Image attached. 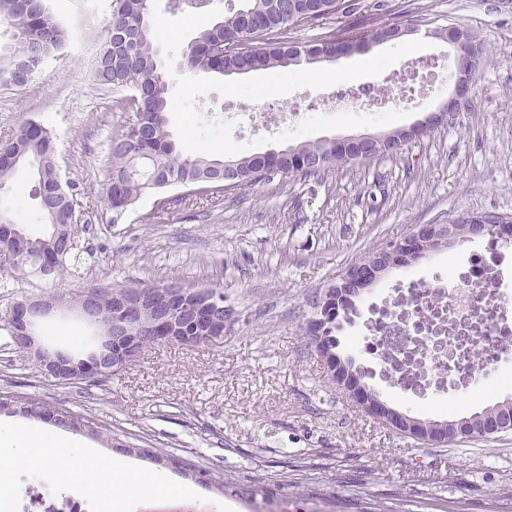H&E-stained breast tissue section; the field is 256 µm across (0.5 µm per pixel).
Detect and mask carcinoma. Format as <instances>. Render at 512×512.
Returning <instances> with one entry per match:
<instances>
[{
	"label": "carcinoma",
	"instance_id": "cac0c4a2",
	"mask_svg": "<svg viewBox=\"0 0 512 512\" xmlns=\"http://www.w3.org/2000/svg\"><path fill=\"white\" fill-rule=\"evenodd\" d=\"M245 8L225 17L220 23L198 33L183 52L184 69L190 73L222 74L226 71L278 70L306 66L309 61L298 55V47H317L337 43L347 54L361 53L368 42L378 43L388 32L398 28L395 22L374 30L369 40L333 36L301 44L288 37L296 27L311 25L339 13L354 11L348 0H245ZM149 10L148 0H113L112 24L106 25L107 37L92 64L94 80L103 86L128 91L114 100L119 112H131L133 118L112 138V164L104 187L107 205L120 211L142 194L161 191L170 186L188 188L192 193L208 196L224 193V181L210 180L203 172L222 163L206 155L185 157L176 150L168 131L169 86L161 70L151 33L134 37L127 52L116 57L117 44L112 29L121 28L135 34ZM0 24L13 31L10 46L12 61L25 64L29 78L67 42L65 26L48 7L47 0H34L23 8L18 0H0ZM369 157L361 149L345 146L331 139L301 142L284 152L255 154L236 159L241 181L239 190L271 181L281 173L304 178L357 164L359 157ZM34 160L36 198L40 211L50 225L42 237H25L11 269L40 277V270L50 267L53 278L60 279L69 266L80 261V253L70 243L64 226L72 216L81 214L82 204L64 183L55 158L53 137L43 125L28 121L17 133L0 142V185L20 164ZM456 223L468 238L497 237L512 244V217L495 212L466 214ZM363 288L353 279L340 277L336 288L316 296L313 308L320 309L318 329L305 335L321 336L336 343V320L345 313L347 299L358 298ZM9 410L25 417L47 419L64 417L62 426L81 428L96 437L112 438L109 426L92 417H82L64 408H51L35 398L0 393V411Z\"/></svg>",
	"mask_w": 512,
	"mask_h": 512
}]
</instances>
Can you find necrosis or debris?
Instances as JSON below:
<instances>
[{
  "mask_svg": "<svg viewBox=\"0 0 512 512\" xmlns=\"http://www.w3.org/2000/svg\"><path fill=\"white\" fill-rule=\"evenodd\" d=\"M333 96L342 108L362 112L400 107L399 101L384 100L376 85L362 82L336 84ZM500 262V243L491 238L472 254L464 270L438 280L436 286L409 282L402 294V313L385 304L377 311L374 331L380 358L397 365L405 352H412L416 363L408 367V375L421 386L442 390L448 383L447 338L457 325L480 337L481 354L488 362L512 351V282L503 278Z\"/></svg>",
  "mask_w": 512,
  "mask_h": 512,
  "instance_id": "obj_1",
  "label": "necrosis or debris"
}]
</instances>
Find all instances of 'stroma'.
I'll use <instances>...</instances> for the list:
<instances>
[{"label":"stroma","instance_id":"1","mask_svg":"<svg viewBox=\"0 0 512 512\" xmlns=\"http://www.w3.org/2000/svg\"><path fill=\"white\" fill-rule=\"evenodd\" d=\"M358 8L291 30L307 42L331 34L366 37L386 22L415 26L425 50L375 76L387 98L421 90L428 60L453 62L436 29L478 33L489 50L469 100L422 139L388 155L319 177L275 176L248 190L198 198L173 188L177 204L156 209L141 196L110 210L103 184L113 133L127 124L115 111L118 90L95 84L92 60L105 36L112 0H51L76 49L50 60L25 89L0 90V141L34 119L53 133L60 173L88 221L77 266L48 282L22 273L0 278V315L17 300L70 293L90 284L165 281L216 286L233 315L224 338L196 346L155 344L107 382L48 381L0 330V393L32 396L50 407L96 417L127 442L173 455L205 497L234 512H512V431L444 447L419 444L362 413L328 380L304 335L311 302L351 263L419 224H445L464 211L512 214V0H356ZM208 119L235 112L231 138L278 150L276 129L250 124L243 98L209 92L198 99ZM33 236L47 225L35 179L18 167L0 186V210ZM483 241L440 248L412 266L392 269L357 299L360 316L337 333L338 353L373 372L368 383L389 406L443 420L505 398L512 356L476 367L478 384L444 393L394 384L368 329L390 289L432 283L462 270ZM223 477L270 500L206 486Z\"/></svg>","mask_w":512,"mask_h":512}]
</instances>
